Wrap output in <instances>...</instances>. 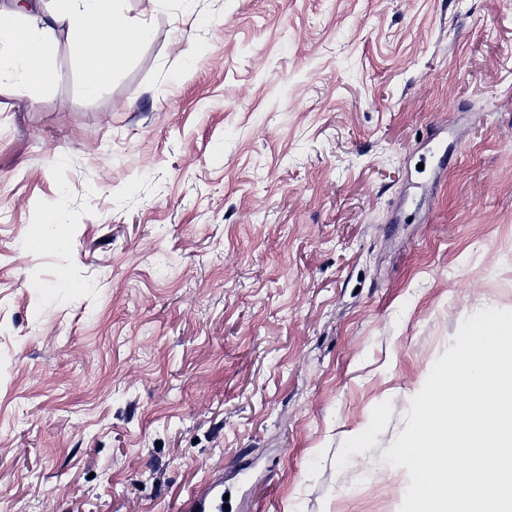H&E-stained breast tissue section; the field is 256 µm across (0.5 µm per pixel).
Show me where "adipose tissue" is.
Listing matches in <instances>:
<instances>
[{"instance_id":"adipose-tissue-1","label":"adipose tissue","mask_w":512,"mask_h":512,"mask_svg":"<svg viewBox=\"0 0 512 512\" xmlns=\"http://www.w3.org/2000/svg\"><path fill=\"white\" fill-rule=\"evenodd\" d=\"M56 5L50 24L35 32L20 24L25 7L0 13V83L34 87L52 80L55 62L50 38L56 23L67 25L91 92L151 36L148 26L127 20L118 0H56Z\"/></svg>"}]
</instances>
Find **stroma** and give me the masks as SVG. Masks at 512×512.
<instances>
[{
  "label": "stroma",
  "instance_id": "stroma-1",
  "mask_svg": "<svg viewBox=\"0 0 512 512\" xmlns=\"http://www.w3.org/2000/svg\"><path fill=\"white\" fill-rule=\"evenodd\" d=\"M121 7L97 94L63 24L0 85V512H399L411 398L512 310V0ZM226 491L224 489V475L219 474L207 480L203 485L190 492L181 505L182 512H223L228 511L224 505Z\"/></svg>",
  "mask_w": 512,
  "mask_h": 512
}]
</instances>
